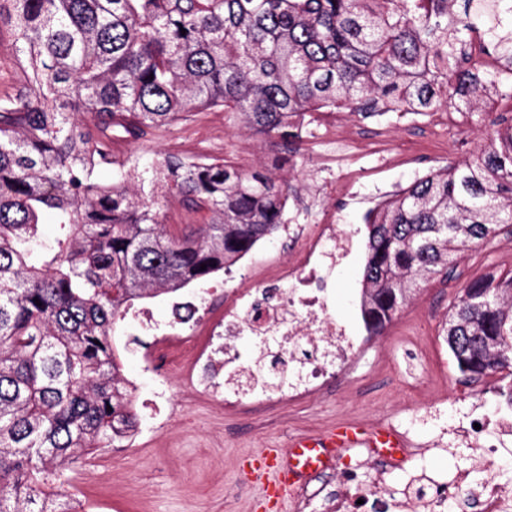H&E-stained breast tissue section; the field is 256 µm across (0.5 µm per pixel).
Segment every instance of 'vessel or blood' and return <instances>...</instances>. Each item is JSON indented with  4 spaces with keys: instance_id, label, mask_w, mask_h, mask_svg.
I'll return each instance as SVG.
<instances>
[{
    "instance_id": "obj_1",
    "label": "vessel or blood",
    "mask_w": 512,
    "mask_h": 512,
    "mask_svg": "<svg viewBox=\"0 0 512 512\" xmlns=\"http://www.w3.org/2000/svg\"><path fill=\"white\" fill-rule=\"evenodd\" d=\"M358 446L391 455L404 448L405 443L392 428L347 422L323 433L297 436L287 449L267 448L248 457L245 465L261 484L259 507L263 512H281L300 484L334 465L341 449Z\"/></svg>"
}]
</instances>
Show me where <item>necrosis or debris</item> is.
Wrapping results in <instances>:
<instances>
[{
	"label": "necrosis or debris",
	"mask_w": 512,
	"mask_h": 512,
	"mask_svg": "<svg viewBox=\"0 0 512 512\" xmlns=\"http://www.w3.org/2000/svg\"><path fill=\"white\" fill-rule=\"evenodd\" d=\"M351 251L352 240L338 225H318L303 237L293 259L280 268L276 303L259 305L250 289H239L224 310L222 328L211 330L206 343L189 353L191 362L205 367L198 385L224 405L234 406L246 398L255 402L293 398L346 370L357 342L332 316L327 291L316 282L323 265H336ZM212 299L211 289L201 288L192 299L172 300L171 317L165 322L157 321L145 307L132 308L129 315L169 352L179 332L189 328ZM243 336L256 338L261 348L291 363L295 381L282 383L270 366L257 365L252 356L240 357L236 342ZM458 431L489 466L496 462L501 448L512 445V420L500 415L471 414ZM355 476L352 470L337 472L339 488L325 512H396L399 503L384 479L362 484ZM464 493L476 500L478 512H512L511 489H504L493 476L477 479L468 471L462 472L456 483H433L424 488L421 504L424 512H448L449 505Z\"/></svg>",
	"instance_id": "necrosis-or-debris-1"
}]
</instances>
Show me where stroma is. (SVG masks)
<instances>
[{
  "label": "stroma",
  "instance_id": "1",
  "mask_svg": "<svg viewBox=\"0 0 512 512\" xmlns=\"http://www.w3.org/2000/svg\"><path fill=\"white\" fill-rule=\"evenodd\" d=\"M488 111L512 123L508 98L477 102L470 112L442 109L423 116L393 112L365 119L339 110L312 123L292 166L279 170L297 188L286 223L310 222L303 202L313 194L320 211L335 217L353 239L349 257L328 269L320 285L332 292L333 314L357 326L366 345L356 371L292 401L227 409L196 389L185 371L166 364L162 353L148 352L149 336L130 320L118 321L112 339L124 376L139 386L133 400L140 428L127 447L104 449L60 472L56 486L90 512H253L260 487L244 476L243 459L345 421L393 427L416 448L408 472L387 475L389 486L403 487L421 473L449 482L460 470L479 469L478 455L459 453L453 428L471 409L497 406L496 382L488 377L461 384L441 331L467 282L512 272V231L501 230L489 243L456 253L449 275L425 280L377 335L363 329L360 303L367 212L488 144L493 135L484 119ZM343 136L357 139L362 151L343 150L334 173H322L321 158ZM168 153L226 159L263 171L275 168L278 155L267 139L229 123L220 111L196 112L144 138L112 142L116 163L143 165ZM288 244L286 233L276 232L230 271L211 277L209 285L217 291L212 321L222 317L227 280L271 286L276 266L289 258Z\"/></svg>",
  "mask_w": 512,
  "mask_h": 512
}]
</instances>
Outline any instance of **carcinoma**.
Returning a JSON list of instances; mask_svg holds the SVG:
<instances>
[{"instance_id": "1", "label": "carcinoma", "mask_w": 512, "mask_h": 512, "mask_svg": "<svg viewBox=\"0 0 512 512\" xmlns=\"http://www.w3.org/2000/svg\"><path fill=\"white\" fill-rule=\"evenodd\" d=\"M457 0H0L26 74L0 98V512H86L53 476L139 425L112 331L135 302L178 295L285 222L288 182L223 159L168 154L120 165L141 138L193 112L299 144L315 116L348 109L464 112L512 99V36L495 54ZM463 162L370 210L361 313L380 333L420 280L512 224V125ZM178 195L208 219L176 236L154 208ZM50 210L67 228L38 234ZM206 269H201V265ZM443 339L465 384L496 376L512 404V273L469 282Z\"/></svg>"}]
</instances>
